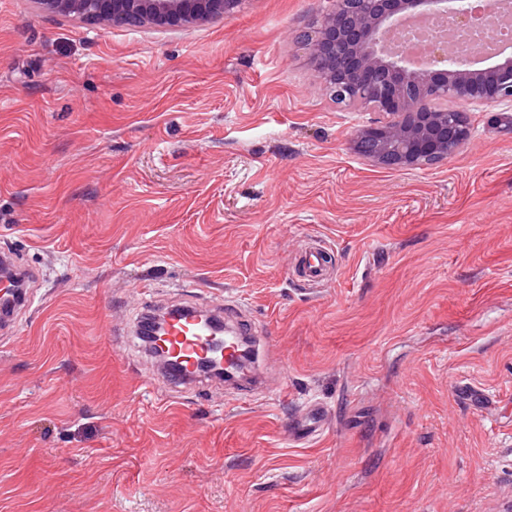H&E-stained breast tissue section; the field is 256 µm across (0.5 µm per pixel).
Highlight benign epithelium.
<instances>
[{"label": "benign epithelium", "mask_w": 512, "mask_h": 512, "mask_svg": "<svg viewBox=\"0 0 512 512\" xmlns=\"http://www.w3.org/2000/svg\"><path fill=\"white\" fill-rule=\"evenodd\" d=\"M242 0H87L90 16L115 20L130 15L165 30H178L197 19L231 13ZM470 0H361L362 10L339 9L320 22L311 44L313 74L331 95L347 103H362L394 120L366 126L354 138L362 152L369 141L372 163L410 170L448 157V142L458 148L469 137L463 113L448 123L451 100L465 103L512 101V44L492 54L475 51L460 65L445 48L433 64L418 67L407 51L387 49L392 29L410 16L440 14L469 21Z\"/></svg>", "instance_id": "obj_1"}]
</instances>
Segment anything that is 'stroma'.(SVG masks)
<instances>
[{"label":"stroma","instance_id":"35a3bbf8","mask_svg":"<svg viewBox=\"0 0 512 512\" xmlns=\"http://www.w3.org/2000/svg\"><path fill=\"white\" fill-rule=\"evenodd\" d=\"M335 5L171 32L0 0V249L37 271L0 332V512H512V104L466 107L439 163L374 165L380 113L300 40ZM230 297L262 387L171 391L146 303ZM325 251L321 248H308L299 253L296 259L300 262L303 273L309 281H321L325 268Z\"/></svg>","mask_w":512,"mask_h":512}]
</instances>
